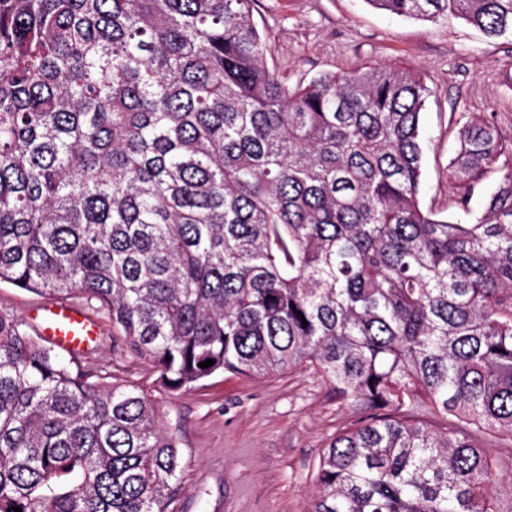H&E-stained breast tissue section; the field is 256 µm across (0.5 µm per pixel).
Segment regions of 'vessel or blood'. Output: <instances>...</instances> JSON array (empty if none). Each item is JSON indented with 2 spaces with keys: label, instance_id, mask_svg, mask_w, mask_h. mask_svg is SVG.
I'll list each match as a JSON object with an SVG mask.
<instances>
[{
  "label": "vessel or blood",
  "instance_id": "1",
  "mask_svg": "<svg viewBox=\"0 0 512 512\" xmlns=\"http://www.w3.org/2000/svg\"><path fill=\"white\" fill-rule=\"evenodd\" d=\"M45 310V321L37 329L62 350H82L98 334L96 322L75 305L52 303Z\"/></svg>",
  "mask_w": 512,
  "mask_h": 512
}]
</instances>
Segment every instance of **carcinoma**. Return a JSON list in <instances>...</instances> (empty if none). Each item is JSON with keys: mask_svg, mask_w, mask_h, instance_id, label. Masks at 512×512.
Masks as SVG:
<instances>
[{"mask_svg": "<svg viewBox=\"0 0 512 512\" xmlns=\"http://www.w3.org/2000/svg\"><path fill=\"white\" fill-rule=\"evenodd\" d=\"M368 2L512 35V0ZM253 4L0 0V283L97 301L156 373L109 381L1 314L0 512H166L154 393L305 365L372 411L312 512H498L477 433L512 437V144L466 121L449 180L499 182L474 218L423 209V79L292 84Z\"/></svg>", "mask_w": 512, "mask_h": 512, "instance_id": "cac0c4a2", "label": "carcinoma"}]
</instances>
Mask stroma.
I'll return each instance as SVG.
<instances>
[{
	"mask_svg": "<svg viewBox=\"0 0 512 512\" xmlns=\"http://www.w3.org/2000/svg\"><path fill=\"white\" fill-rule=\"evenodd\" d=\"M253 20L268 45L267 64L290 79L374 65L425 78L433 94L420 116L424 208L456 211L448 162L457 123L481 116L512 136V37L486 38L454 14L433 22L397 17L368 0H256ZM49 302L0 284V314L24 323ZM81 307L99 327L81 367L151 385L152 365L130 351L107 313L93 302ZM158 402L183 459L168 512H311L322 448L366 414L312 367L216 374Z\"/></svg>",
	"mask_w": 512,
	"mask_h": 512,
	"instance_id": "35a3bbf8",
	"label": "stroma"
}]
</instances>
